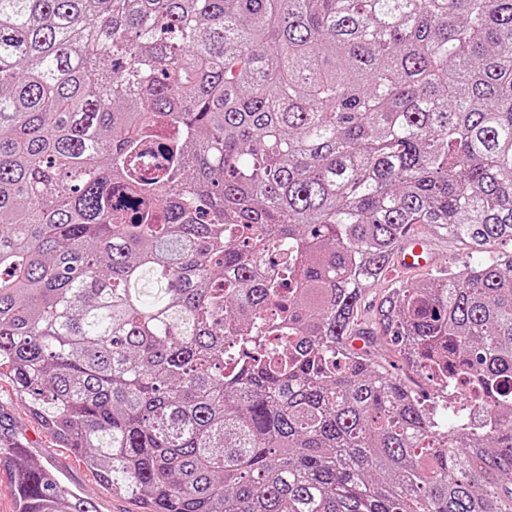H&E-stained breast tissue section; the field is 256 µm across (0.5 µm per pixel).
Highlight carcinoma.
<instances>
[{
  "mask_svg": "<svg viewBox=\"0 0 512 512\" xmlns=\"http://www.w3.org/2000/svg\"><path fill=\"white\" fill-rule=\"evenodd\" d=\"M415 224L512 243V0H0V376L143 512H512V261L378 309L472 416L353 348Z\"/></svg>",
  "mask_w": 512,
  "mask_h": 512,
  "instance_id": "cac0c4a2",
  "label": "carcinoma"
}]
</instances>
